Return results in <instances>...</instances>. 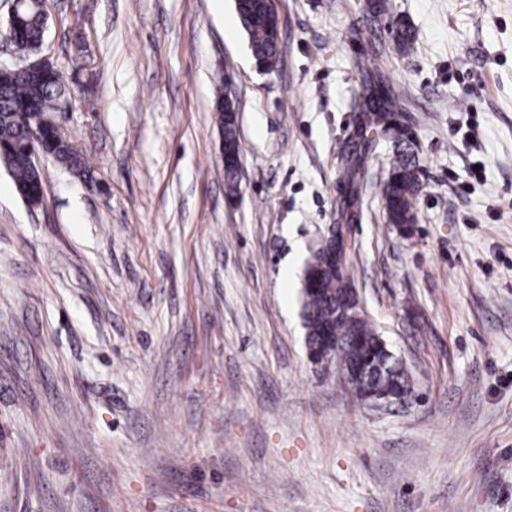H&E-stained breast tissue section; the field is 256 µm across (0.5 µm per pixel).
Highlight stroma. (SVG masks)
<instances>
[{
	"instance_id": "1",
	"label": "stroma",
	"mask_w": 512,
	"mask_h": 512,
	"mask_svg": "<svg viewBox=\"0 0 512 512\" xmlns=\"http://www.w3.org/2000/svg\"><path fill=\"white\" fill-rule=\"evenodd\" d=\"M213 2H46L91 178L42 159L32 208L0 166V512H512V0H273L271 72ZM370 58L404 101L345 222ZM401 152L406 231L382 195ZM335 227L409 404L309 354L304 271ZM215 110L216 112H221L220 119L224 125V135L227 143L226 148L228 150L235 151L237 157L241 159L238 121L226 114L227 112H238L232 97L229 96V99L225 100L224 109L222 99L219 97L215 105ZM419 187V171L415 163L399 157L383 188L387 218L390 224H412V208Z\"/></svg>"
}]
</instances>
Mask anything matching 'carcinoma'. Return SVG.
I'll use <instances>...</instances> for the list:
<instances>
[{"instance_id": "obj_1", "label": "carcinoma", "mask_w": 512, "mask_h": 512, "mask_svg": "<svg viewBox=\"0 0 512 512\" xmlns=\"http://www.w3.org/2000/svg\"><path fill=\"white\" fill-rule=\"evenodd\" d=\"M235 11L248 36L252 55L267 69H274L280 57L277 18L260 0H235ZM45 25V14L32 0L20 9L16 19L19 36L14 44L20 55L32 56L42 48ZM389 37L398 47L405 48L412 40V33L398 23L389 30ZM382 89L384 96L378 106L363 104V111L369 113L370 127L378 134L391 128L400 108V97L385 85ZM64 92L65 80L57 68L51 70L49 78L40 86L31 84L11 70H0V144L3 145L0 163L13 178L20 194L34 188L40 181L28 157L30 129L38 124L41 115L56 111L58 96ZM215 110L220 112L227 149L241 154L238 121L229 116V113L236 111L233 99L217 100ZM363 144V149L356 153L354 164L347 171L350 187L345 202L347 211L355 204L363 162L373 141L365 138ZM45 146L50 157L62 168L79 169L85 166L84 156L71 144L65 132L46 135ZM418 187L419 171L416 164L402 157L397 158L383 188L389 223L397 226L413 223L412 208ZM319 260L320 252L317 251L308 262L305 273L310 275L321 270L320 287L316 290L302 289L303 319L309 348L318 347L328 332L348 340L346 347L341 349V356L346 362L383 365V370L376 375L368 374L356 380L358 385L366 389L407 385L409 373L406 367L391 355L383 353L379 336L366 318L352 319L345 314H335L339 300L350 284L344 270L321 269Z\"/></svg>"}]
</instances>
